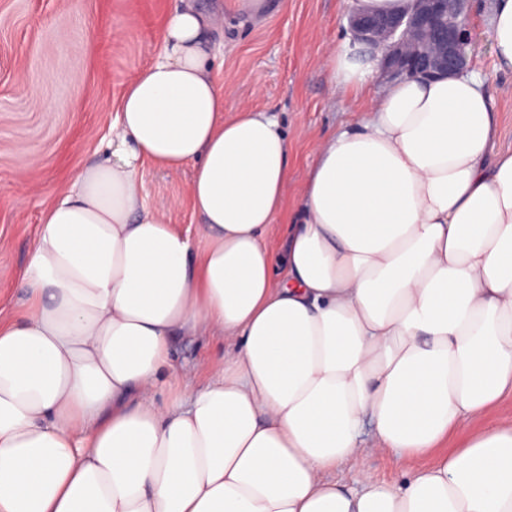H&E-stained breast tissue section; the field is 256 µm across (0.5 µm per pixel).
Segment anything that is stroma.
Returning <instances> with one entry per match:
<instances>
[{
  "label": "stroma",
  "mask_w": 512,
  "mask_h": 512,
  "mask_svg": "<svg viewBox=\"0 0 512 512\" xmlns=\"http://www.w3.org/2000/svg\"><path fill=\"white\" fill-rule=\"evenodd\" d=\"M258 23L229 20L224 43L213 49L216 80L233 92L227 114L268 109L291 146L287 206H296L313 162L314 139L353 126L361 110L334 92L321 64L331 41L348 30L347 0H267ZM180 0H0V312L20 308L16 279L53 196L102 154L112 136L121 94L160 52V31ZM491 0H472L468 65L492 78L498 145L512 147V76L496 72L488 30ZM191 168L169 175L142 170L148 202L171 205L170 223L187 227ZM219 340L176 338L177 370L203 381ZM433 455L403 461L366 457L362 469L386 482H403L429 466Z\"/></svg>",
  "instance_id": "obj_1"
}]
</instances>
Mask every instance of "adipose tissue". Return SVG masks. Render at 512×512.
<instances>
[{"instance_id":"obj_1","label":"adipose tissue","mask_w":512,"mask_h":512,"mask_svg":"<svg viewBox=\"0 0 512 512\" xmlns=\"http://www.w3.org/2000/svg\"><path fill=\"white\" fill-rule=\"evenodd\" d=\"M213 15L184 0L127 85L104 156L45 211L0 317V512H512V149L474 72L386 80L345 34L323 64L367 101L313 145L265 109L224 115ZM490 40L512 74V0ZM192 167L194 232L147 203L143 165ZM287 215L286 246L266 236ZM220 339L204 383L172 339ZM484 428L404 483L336 468Z\"/></svg>"}]
</instances>
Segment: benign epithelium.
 Returning <instances> with one entry per match:
<instances>
[{
	"label": "benign epithelium",
	"mask_w": 512,
	"mask_h": 512,
	"mask_svg": "<svg viewBox=\"0 0 512 512\" xmlns=\"http://www.w3.org/2000/svg\"><path fill=\"white\" fill-rule=\"evenodd\" d=\"M471 0H416L406 15L373 17L349 14L354 35L387 46L385 73L390 79L460 73L467 68L465 22Z\"/></svg>",
	"instance_id": "benign-epithelium-1"
}]
</instances>
